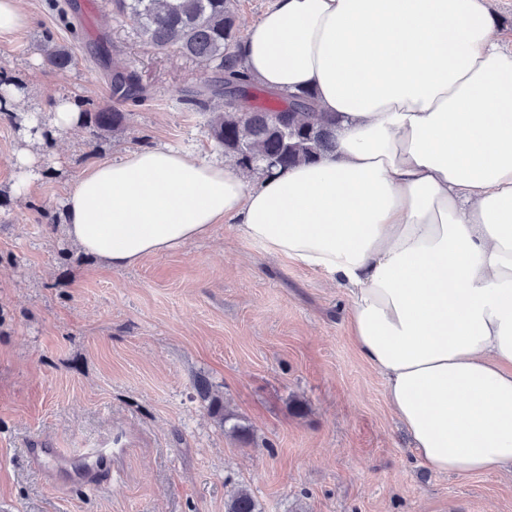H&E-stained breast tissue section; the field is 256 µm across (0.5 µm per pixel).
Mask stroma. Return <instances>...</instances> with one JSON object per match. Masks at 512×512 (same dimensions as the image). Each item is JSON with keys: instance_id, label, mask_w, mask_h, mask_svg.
Returning a JSON list of instances; mask_svg holds the SVG:
<instances>
[{"instance_id": "35a3bbf8", "label": "stroma", "mask_w": 512, "mask_h": 512, "mask_svg": "<svg viewBox=\"0 0 512 512\" xmlns=\"http://www.w3.org/2000/svg\"><path fill=\"white\" fill-rule=\"evenodd\" d=\"M76 25L48 0H23L27 26L0 36V77L27 110L62 98L108 104L88 52L136 72L147 98L125 133L47 127L25 200L13 192L21 115L0 111V512H224L248 486L263 512H512V473L427 469L349 338V296L323 275L268 254L221 224L183 249L114 270L67 240L62 202L87 168L168 145L223 158L210 113L185 100L210 71L143 42L111 0H79ZM74 50L49 67L45 36ZM205 377L241 440L195 388ZM108 448L99 481L49 475L33 445Z\"/></svg>"}]
</instances>
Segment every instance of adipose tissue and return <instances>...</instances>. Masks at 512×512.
Instances as JSON below:
<instances>
[{
    "label": "adipose tissue",
    "instance_id": "ef3b65f1",
    "mask_svg": "<svg viewBox=\"0 0 512 512\" xmlns=\"http://www.w3.org/2000/svg\"><path fill=\"white\" fill-rule=\"evenodd\" d=\"M242 63L269 91L313 90L335 151L249 182L143 148L79 176L69 239L124 269L236 221L347 289L351 338L425 467L512 471V49L490 0H276Z\"/></svg>",
    "mask_w": 512,
    "mask_h": 512
}]
</instances>
